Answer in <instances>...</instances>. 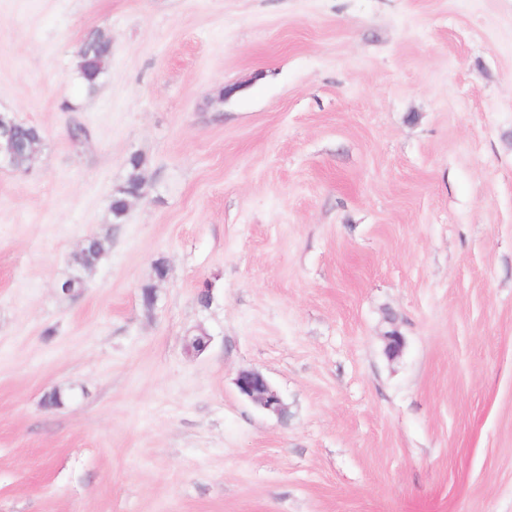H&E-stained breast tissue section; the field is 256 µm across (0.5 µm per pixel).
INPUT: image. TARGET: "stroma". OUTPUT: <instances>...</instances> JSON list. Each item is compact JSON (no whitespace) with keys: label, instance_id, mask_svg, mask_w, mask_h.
I'll return each instance as SVG.
<instances>
[{"label":"stroma","instance_id":"1","mask_svg":"<svg viewBox=\"0 0 512 512\" xmlns=\"http://www.w3.org/2000/svg\"><path fill=\"white\" fill-rule=\"evenodd\" d=\"M0 112V512H512V0H0ZM112 55V45L103 33L96 32L80 46L77 69L85 89L94 91L104 77ZM8 118L13 121L14 125L11 122H2L0 124V140H4L10 146L18 145L16 133L20 141H26L28 138H39L42 140V133L38 127L18 122L12 115H9ZM143 166L144 160L139 154H132L128 158L125 179L121 185L113 190L109 199L108 210L112 223H122L127 211L126 201L130 200V190L138 188L140 192L142 191ZM108 249L107 238L98 236L88 238L85 246L71 256V274L80 273L82 279L85 280V274L104 258ZM82 279L76 276L71 280V283L80 282L83 286ZM235 384L239 395L259 408L277 415L285 412L279 393L260 372L243 369L239 371Z\"/></svg>","mask_w":512,"mask_h":512}]
</instances>
